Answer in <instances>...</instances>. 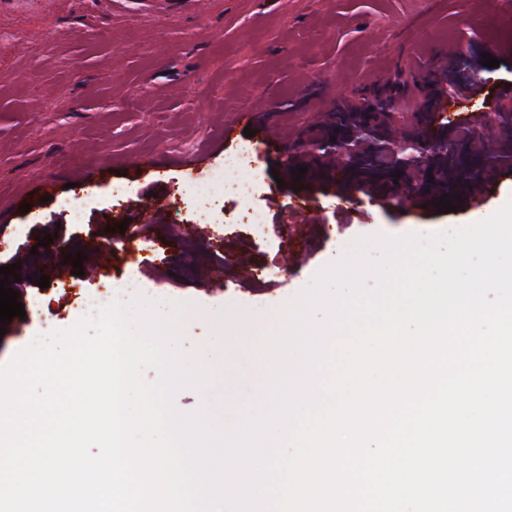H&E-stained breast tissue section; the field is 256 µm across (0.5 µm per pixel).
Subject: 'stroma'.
<instances>
[{"mask_svg":"<svg viewBox=\"0 0 512 512\" xmlns=\"http://www.w3.org/2000/svg\"><path fill=\"white\" fill-rule=\"evenodd\" d=\"M509 45L512 0H0V267L19 263L13 288L26 311L0 337V365L129 280L190 305L188 349L206 314L288 300L343 243L490 216L512 199V177L480 205L442 213L415 208L389 169L369 163L352 179L372 176L395 199L349 206L308 144L335 132L339 106L369 127L370 142L395 125L435 160V141L416 132L437 76L461 50L499 60L481 77H512ZM249 106L272 113L278 147L245 136ZM245 146L255 149L251 196L212 184L220 209L204 223L184 182H210ZM292 155L310 171L301 223L289 214L292 179L273 178ZM129 201L155 209L150 233L115 232ZM252 208L263 227L249 224ZM42 231L63 251L38 245ZM100 245L112 259L96 276L64 261ZM36 275L67 286L39 287Z\"/></svg>","mask_w":512,"mask_h":512,"instance_id":"stroma-1","label":"stroma"}]
</instances>
